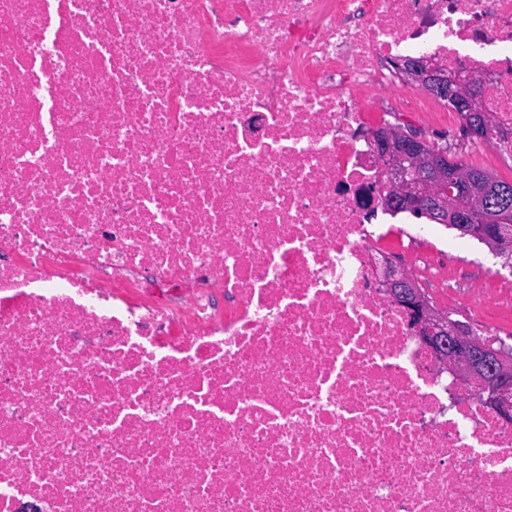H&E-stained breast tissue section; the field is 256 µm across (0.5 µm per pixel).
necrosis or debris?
Listing matches in <instances>:
<instances>
[{
	"mask_svg": "<svg viewBox=\"0 0 512 512\" xmlns=\"http://www.w3.org/2000/svg\"><path fill=\"white\" fill-rule=\"evenodd\" d=\"M409 60L512 167V0H0V512H512L377 276ZM405 70L415 80L425 78L433 90L448 92V96L436 94L438 98L448 104H450L449 99L460 110L458 112H465L467 120L469 118L466 127L470 138L481 139L486 136L487 130L484 131V134L483 130L490 126V119L479 106L480 90L479 82L476 79L471 76H447L435 69L427 70L424 73L413 64H407Z\"/></svg>",
	"mask_w": 512,
	"mask_h": 512,
	"instance_id": "obj_1",
	"label": "necrosis or debris"
}]
</instances>
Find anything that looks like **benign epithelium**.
<instances>
[{
	"label": "benign epithelium",
	"instance_id": "obj_1",
	"mask_svg": "<svg viewBox=\"0 0 512 512\" xmlns=\"http://www.w3.org/2000/svg\"><path fill=\"white\" fill-rule=\"evenodd\" d=\"M414 79H425L435 91L448 93V99L469 118L468 136L480 139L490 119L479 106V82L471 76L445 75L434 69L422 71L406 65ZM374 143L386 161V206L402 204L420 207L432 220L456 224L466 234H475L470 224L475 215L485 213L490 200L486 191L470 174L448 171L439 163L447 158L444 152L430 153L419 140L391 127L374 132ZM485 218L499 225L493 238L486 243L512 251V211L485 213ZM381 280L390 299L403 308L415 338L433 359L454 378L465 382L499 418L512 423V350L495 349L476 336L468 326L453 320L448 313L430 304L425 293L417 288L406 269L392 261L384 262Z\"/></svg>",
	"mask_w": 512,
	"mask_h": 512
}]
</instances>
